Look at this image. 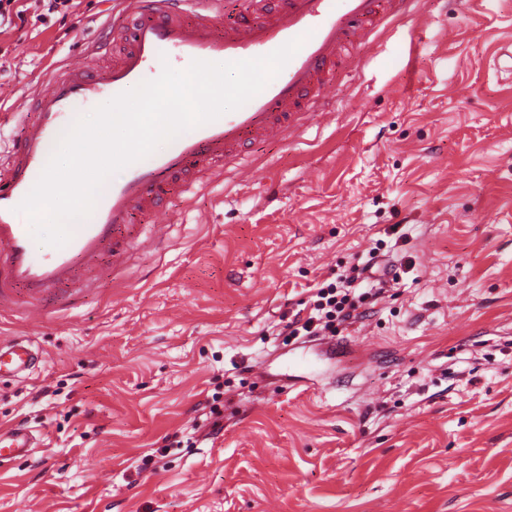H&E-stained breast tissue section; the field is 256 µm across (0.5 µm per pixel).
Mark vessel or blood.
I'll return each instance as SVG.
<instances>
[{
    "label": "vessel or blood",
    "mask_w": 512,
    "mask_h": 512,
    "mask_svg": "<svg viewBox=\"0 0 512 512\" xmlns=\"http://www.w3.org/2000/svg\"><path fill=\"white\" fill-rule=\"evenodd\" d=\"M199 0H125L136 25L131 43L108 68L93 71L88 55H72L62 72L40 85L21 140L0 164V312L27 306L44 317L45 300L67 302L85 281L114 278L130 245L161 239L168 227L164 202L188 193L224 169L245 164L255 140L281 141L321 120L332 100L333 76L350 65L388 19L412 0H249V12L223 22L192 18ZM303 44L281 72L239 109L172 140L166 151L127 166L102 190L90 220L73 225L72 238L47 257L32 249L17 206L39 179L59 135L79 109L113 98L169 64L247 60L266 56L294 39ZM149 215L136 224L134 213ZM29 339L0 342V378H24L38 367ZM34 443L23 427L0 432V464L27 456Z\"/></svg>",
    "instance_id": "obj_1"
}]
</instances>
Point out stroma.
Here are the masks:
<instances>
[{
  "mask_svg": "<svg viewBox=\"0 0 512 512\" xmlns=\"http://www.w3.org/2000/svg\"><path fill=\"white\" fill-rule=\"evenodd\" d=\"M128 27L38 0L0 30V113ZM511 62L512 0H419L337 69L330 121L172 197L117 279L0 313L40 357L0 380V428L37 439L0 512H512ZM376 247L367 317L279 333Z\"/></svg>",
  "mask_w": 512,
  "mask_h": 512,
  "instance_id": "1",
  "label": "stroma"
}]
</instances>
